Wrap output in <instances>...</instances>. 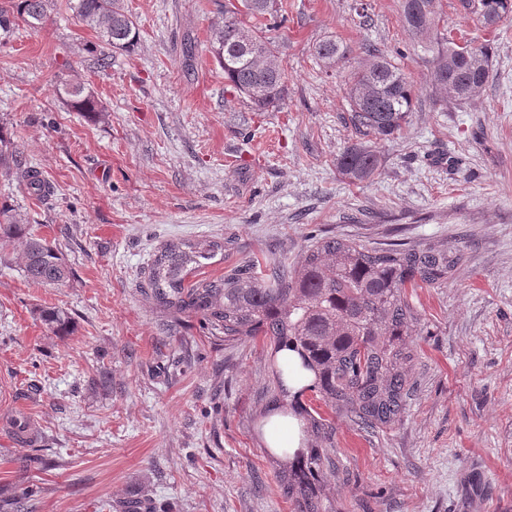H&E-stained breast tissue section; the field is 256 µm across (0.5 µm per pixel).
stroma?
Instances as JSON below:
<instances>
[{"label":"stroma","instance_id":"1","mask_svg":"<svg viewBox=\"0 0 512 512\" xmlns=\"http://www.w3.org/2000/svg\"><path fill=\"white\" fill-rule=\"evenodd\" d=\"M134 52L94 65L101 41L67 0L41 31L0 43V125L53 188L39 199L0 177L31 234L57 246L72 274L28 281L21 248L0 242V490L37 489L36 512H103L149 495L174 512H292L267 452L270 349L225 341L197 318L175 321L144 292L167 244L221 251L193 280L245 260L297 261L324 235L384 248L395 241L461 249V269L420 288L416 387L401 422L368 435L336 423L332 512H512V17L486 29L441 0L456 43H491L489 81L466 102L429 93L430 54L403 22L402 0H287L263 31L288 73L277 107L254 111L209 51L213 0H124ZM334 39L351 53L325 71ZM192 53H184V44ZM371 44L419 90L403 132L380 142L383 165L350 183L347 69ZM84 83L104 112L70 108L58 79ZM56 307L68 334L38 317ZM37 431L17 442L16 418ZM52 468H23L32 448ZM350 50L342 42L326 39L317 43L314 47L316 59L326 69L334 70L348 58Z\"/></svg>","mask_w":512,"mask_h":512}]
</instances>
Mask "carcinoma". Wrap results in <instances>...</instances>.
Returning a JSON list of instances; mask_svg holds the SVG:
<instances>
[{"label": "carcinoma", "instance_id": "1", "mask_svg": "<svg viewBox=\"0 0 512 512\" xmlns=\"http://www.w3.org/2000/svg\"><path fill=\"white\" fill-rule=\"evenodd\" d=\"M56 0H0V40L25 25L43 28ZM218 20L212 26L210 52L224 70V80L258 110L275 107L286 91V71L273 41L242 17L275 18L281 0H215ZM485 28L512 15V0H460ZM73 18L97 31L104 49L98 65H110L112 51L135 49L139 34L121 0H68ZM410 32L432 52L429 93L459 101L479 95L491 71L487 44L473 55L451 45L440 29V0H403ZM347 45L326 39L314 47L316 59L333 70L348 58ZM367 61L349 73L348 119L355 139L336 158L339 174L351 183L372 179L383 164L376 144L401 131L414 112L418 90L396 60L371 45ZM58 92L72 109L98 115L104 111L80 82H65ZM0 176L17 181L44 198L50 185L20 158L13 141L0 130ZM23 242V272L33 283L61 285L70 268L46 239L32 235L13 208L0 204V240ZM221 245L168 244L151 264L147 295L174 318L194 316L227 342L263 337L275 366L276 396L290 397L294 415L318 447L295 456L280 476L292 512H332L324 505L323 487L335 474L333 421L314 416L300 402L310 391L331 413L357 430L373 434L395 424L406 410L413 388L414 339L420 315L409 299L413 288H438L458 270L459 255L446 246L409 243L369 249L328 236L309 245L296 263L272 257L266 269L249 260L215 280L190 282L191 267ZM40 318L54 333L69 332V314L44 308ZM117 512H153L149 498L113 506Z\"/></svg>", "mask_w": 512, "mask_h": 512}]
</instances>
